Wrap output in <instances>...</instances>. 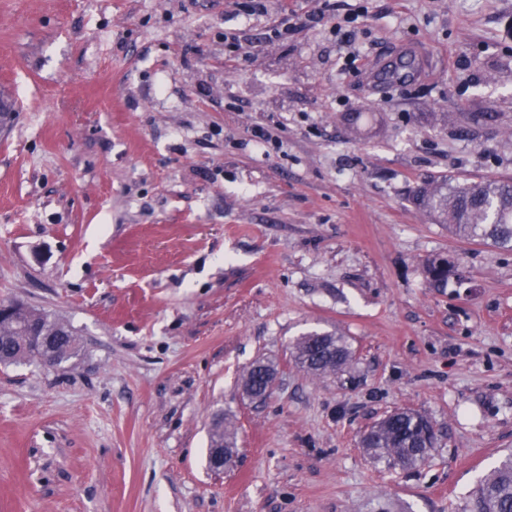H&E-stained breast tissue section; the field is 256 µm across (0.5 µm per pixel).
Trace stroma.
I'll return each instance as SVG.
<instances>
[{"label":"stroma","instance_id":"1","mask_svg":"<svg viewBox=\"0 0 512 512\" xmlns=\"http://www.w3.org/2000/svg\"><path fill=\"white\" fill-rule=\"evenodd\" d=\"M247 2L0 0V299L82 344L0 365V512H464L512 449V251L411 197L512 180V0ZM310 332L352 365L298 368ZM396 409L418 469L360 444ZM453 266L447 259H429L425 263V271L430 285L433 288H444L448 284V276L454 272ZM292 354L296 364L314 376L339 372L350 365L355 356L345 336L318 332L298 339ZM269 372H276L273 365L261 361L254 363L244 377L246 390H251L255 395L260 396L267 386L265 394L259 398L270 394L274 388L276 376L271 377L267 385V375Z\"/></svg>","mask_w":512,"mask_h":512}]
</instances>
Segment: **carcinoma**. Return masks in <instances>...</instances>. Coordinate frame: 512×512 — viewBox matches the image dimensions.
<instances>
[{"mask_svg": "<svg viewBox=\"0 0 512 512\" xmlns=\"http://www.w3.org/2000/svg\"><path fill=\"white\" fill-rule=\"evenodd\" d=\"M412 199L416 206L432 214L439 223L464 240L491 241L512 251V181L486 179L470 183H452L444 179L436 184L417 187ZM429 283L445 288L453 266L442 258L425 263ZM48 322L55 331L53 341L45 348L32 347L34 328ZM79 343L73 329L63 321L36 309L17 305L14 311L0 318V364H40L43 354L54 358L56 365L75 356ZM355 352L348 339L330 333H311L293 346L296 364L314 376L334 374L351 364ZM273 365L258 361L247 371L245 388L259 396L267 386V375ZM430 421L417 413L397 410L373 426L366 451L377 463L391 466L395 461L404 469L423 466L431 449L420 448ZM468 512H512V450L493 466L478 482L466 505Z\"/></svg>", "mask_w": 512, "mask_h": 512, "instance_id": "carcinoma-1", "label": "carcinoma"}]
</instances>
